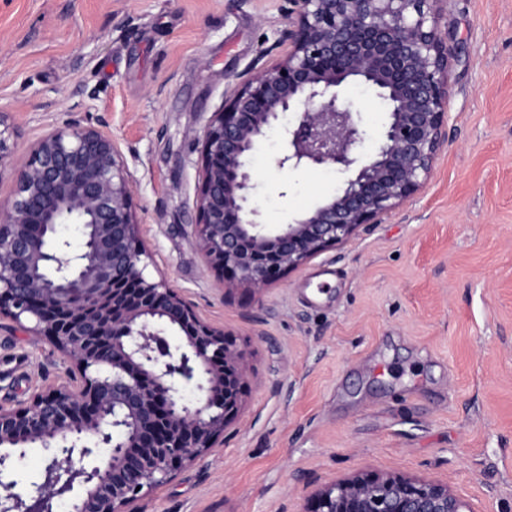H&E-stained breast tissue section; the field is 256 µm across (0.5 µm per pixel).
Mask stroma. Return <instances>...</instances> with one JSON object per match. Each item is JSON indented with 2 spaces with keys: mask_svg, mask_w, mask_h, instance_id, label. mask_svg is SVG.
Here are the masks:
<instances>
[{
  "mask_svg": "<svg viewBox=\"0 0 512 512\" xmlns=\"http://www.w3.org/2000/svg\"><path fill=\"white\" fill-rule=\"evenodd\" d=\"M280 0H0V113L16 155L70 120L107 121L136 178L142 238L170 284L248 362L228 436L143 512H305L355 474L439 480L472 512H512V0H444L448 142L424 186L264 293L227 288L200 251L194 142L281 27ZM351 101L374 150L387 119ZM253 199L270 224L340 174L278 168ZM61 354L0 320V404L62 381Z\"/></svg>",
  "mask_w": 512,
  "mask_h": 512,
  "instance_id": "obj_1",
  "label": "stroma"
}]
</instances>
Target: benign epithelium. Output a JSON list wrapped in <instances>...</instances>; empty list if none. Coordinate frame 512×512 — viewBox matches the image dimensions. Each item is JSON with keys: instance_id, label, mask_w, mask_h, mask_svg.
I'll list each match as a JSON object with an SVG mask.
<instances>
[{"instance_id": "benign-epithelium-1", "label": "benign epithelium", "mask_w": 512, "mask_h": 512, "mask_svg": "<svg viewBox=\"0 0 512 512\" xmlns=\"http://www.w3.org/2000/svg\"><path fill=\"white\" fill-rule=\"evenodd\" d=\"M445 0H281L284 26L259 50L248 77L198 137L197 236L207 264L229 287L262 291L361 229L379 224L429 178L448 141V59L437 26ZM288 46L282 58L266 60ZM364 81L391 111L376 149L339 88ZM289 112L296 119L281 125ZM282 126L278 167L345 176L336 191L270 228L251 193L253 157ZM103 120L69 121L22 160L0 113V175L14 189L0 204V318L49 341L67 380L0 405V512H137L174 471L215 447L237 417L244 353L206 321L161 272L141 238L136 180ZM80 224L79 251L56 238ZM179 338L171 345L170 337ZM194 380L200 397L176 388ZM39 444L42 482L23 494L9 476L12 451ZM307 512H472L448 484L402 474L354 475L308 497Z\"/></svg>"}]
</instances>
